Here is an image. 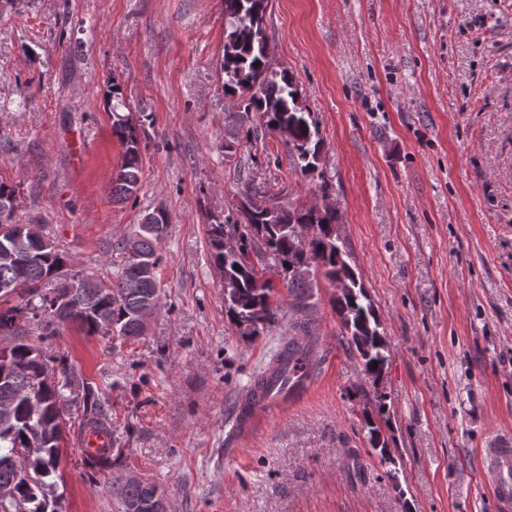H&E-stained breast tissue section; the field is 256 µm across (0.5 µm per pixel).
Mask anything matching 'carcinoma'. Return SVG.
<instances>
[{
  "instance_id": "1",
  "label": "carcinoma",
  "mask_w": 512,
  "mask_h": 512,
  "mask_svg": "<svg viewBox=\"0 0 512 512\" xmlns=\"http://www.w3.org/2000/svg\"><path fill=\"white\" fill-rule=\"evenodd\" d=\"M269 0H224V95L239 97V111L231 112L224 126V153L237 154L239 146L266 133H274L288 143L291 157L301 171L317 174L320 188L327 181L321 164L322 141L316 122L303 103V92L293 74L273 67L268 54L265 16ZM256 88L248 97L245 89ZM112 137L123 148L122 165L113 197L124 201L134 195L140 185L139 127L150 115L141 112L137 118L120 113L125 106L120 84H112ZM243 199L236 215L222 219L211 217L206 235L211 263L222 274L228 287L224 309L235 324L255 320L260 326L251 335L273 325L278 309L270 304L271 281L265 278L267 268L260 270L251 262L249 250L260 241L265 246L273 269L283 277L294 306L300 308L306 299L308 283L305 274L311 267L323 270V276L336 288L335 311L348 335V344L363 362L365 376L377 384L391 355L390 344L381 331V321L364 286L345 259L346 252L336 240L339 220L335 209L281 207L269 211L259 199V191L245 184ZM19 198L16 187L0 182V222L4 240L23 235L29 252L23 267L0 256V285L10 283L23 306L0 307V333L17 338L11 347L0 349V486H13L16 498L0 512H57L55 502L45 500L42 486H54L57 475L65 422L59 417L58 403L64 389L75 390L81 430H98L112 436L110 417L99 405L95 390L88 381L75 388L80 377L73 365L55 358L44 342L59 335L68 325L77 326L87 336L112 333L135 338L145 331L141 311L156 298L160 257L158 244L164 237L168 215L155 209L144 216L135 238L118 244L122 254L121 269L115 280L92 291L75 288L82 278L70 273L73 258L45 238L39 224H20L14 220V201ZM239 231L235 252L224 249V236ZM56 283L47 289L45 285ZM71 291L67 305H58L53 293ZM27 311L40 329L38 342L32 343L16 316ZM310 352L309 347L294 339L275 356L282 382L296 386L295 366L291 362ZM377 367H372V362ZM371 448L378 452L389 447L381 428L369 415L364 418ZM110 445L87 457L89 464L101 469L112 461ZM154 485L138 481L120 486L125 512H154Z\"/></svg>"
}]
</instances>
